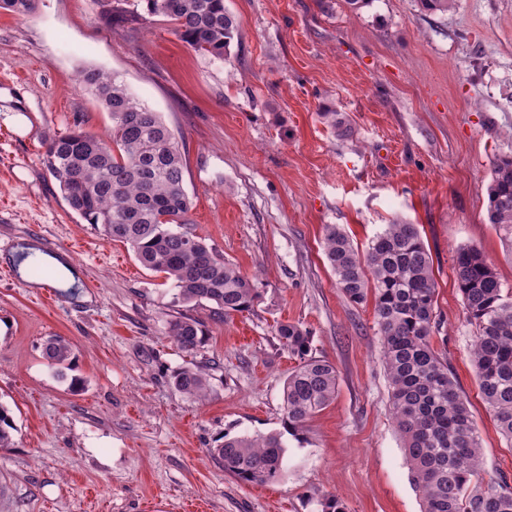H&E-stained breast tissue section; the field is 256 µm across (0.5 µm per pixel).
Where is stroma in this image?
<instances>
[{
    "mask_svg": "<svg viewBox=\"0 0 512 512\" xmlns=\"http://www.w3.org/2000/svg\"><path fill=\"white\" fill-rule=\"evenodd\" d=\"M238 21L223 59L200 54L173 24L104 19L93 0H37L0 10V265L16 249L68 246L76 288L44 305L20 274L0 276V403L14 445L0 449V512H421L372 302L347 300L322 248L335 224L366 250L386 224L418 225L433 258V335L466 398L486 474L512 483V443L478 390L452 258L474 245L512 288V254L487 220L495 159L512 155V0H224ZM114 75L159 112L185 152L189 218L206 244L253 278L254 306L219 320L182 303L171 281L80 219L44 162V143L73 122L100 135L112 116L79 86ZM352 127L344 138L324 115ZM200 320L194 354L167 335ZM296 322L311 353L336 366L334 401L299 435L285 434V470L241 484L209 454L225 436L283 431V389L295 359L274 329ZM72 349L66 380L43 356ZM207 366L200 401L173 371ZM79 379L71 388V379Z\"/></svg>",
    "mask_w": 512,
    "mask_h": 512,
    "instance_id": "35a3bbf8",
    "label": "stroma"
}]
</instances>
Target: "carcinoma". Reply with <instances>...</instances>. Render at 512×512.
<instances>
[{"mask_svg":"<svg viewBox=\"0 0 512 512\" xmlns=\"http://www.w3.org/2000/svg\"><path fill=\"white\" fill-rule=\"evenodd\" d=\"M142 2L147 14L168 18L195 51L224 60L238 28L224 0ZM97 5L108 16L143 18L137 2L97 0ZM35 6L36 0H0V9L19 16ZM79 85L111 113L112 134L98 136L75 123L45 142L44 164L70 209L126 245L143 267L172 281L182 302H209L219 319L250 310L258 289L192 228L185 158L159 113L102 71L82 72ZM487 219L512 249V156L493 164ZM323 250L343 295L357 304L372 301L392 414L421 512H512V487L501 477H485L468 402L447 359L432 345L441 319L432 256L417 225L403 220L386 225L362 254L338 225L327 224ZM453 271L474 328L471 358L479 392L500 434L512 443V292L505 291L476 246L455 251ZM168 335L186 353L205 341L202 323L189 316L170 321ZM275 335L297 361L283 391L284 424L294 433L335 398L336 366L310 355V336L300 324L281 322ZM44 353L54 376L65 379L68 343L52 338ZM172 384L190 397L205 396L207 366L176 370ZM15 430L10 408L0 404V448L13 446ZM285 448L283 433L271 432L226 435L209 453L237 481L265 484L282 474Z\"/></svg>","mask_w":512,"mask_h":512,"instance_id":"1","label":"carcinoma"}]
</instances>
